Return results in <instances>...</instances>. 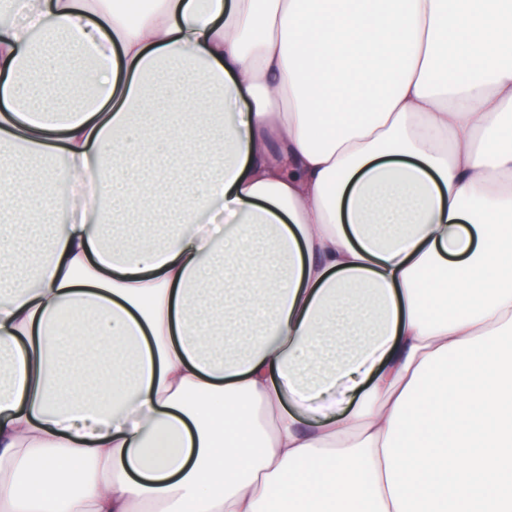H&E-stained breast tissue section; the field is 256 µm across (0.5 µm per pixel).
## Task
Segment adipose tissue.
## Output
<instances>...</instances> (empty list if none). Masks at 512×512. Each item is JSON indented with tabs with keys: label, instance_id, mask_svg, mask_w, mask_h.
Returning a JSON list of instances; mask_svg holds the SVG:
<instances>
[{
	"label": "adipose tissue",
	"instance_id": "ef3b65f1",
	"mask_svg": "<svg viewBox=\"0 0 512 512\" xmlns=\"http://www.w3.org/2000/svg\"><path fill=\"white\" fill-rule=\"evenodd\" d=\"M511 112L512 0H0V512H512Z\"/></svg>",
	"mask_w": 512,
	"mask_h": 512
}]
</instances>
